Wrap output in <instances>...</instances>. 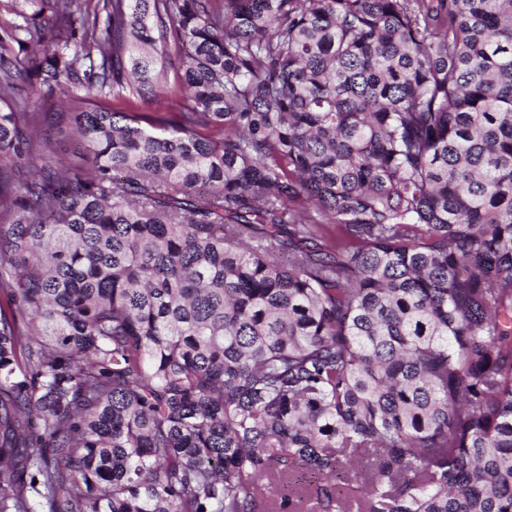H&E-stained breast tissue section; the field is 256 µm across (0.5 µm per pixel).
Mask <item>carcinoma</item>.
<instances>
[{
  "label": "carcinoma",
  "mask_w": 512,
  "mask_h": 512,
  "mask_svg": "<svg viewBox=\"0 0 512 512\" xmlns=\"http://www.w3.org/2000/svg\"><path fill=\"white\" fill-rule=\"evenodd\" d=\"M24 2L0 512H512V0ZM134 112H138L139 115L154 121L157 125L164 124L170 127L180 123L178 107L158 111L155 105L138 102ZM80 148L77 142L71 138L55 137L52 140L49 160H57L61 164L72 166L78 161Z\"/></svg>",
  "instance_id": "cac0c4a2"
}]
</instances>
